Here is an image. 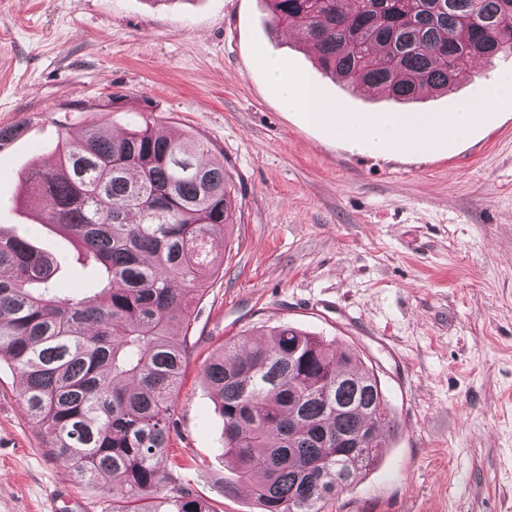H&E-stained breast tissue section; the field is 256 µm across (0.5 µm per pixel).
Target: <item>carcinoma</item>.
<instances>
[{
  "instance_id": "cac0c4a2",
  "label": "carcinoma",
  "mask_w": 512,
  "mask_h": 512,
  "mask_svg": "<svg viewBox=\"0 0 512 512\" xmlns=\"http://www.w3.org/2000/svg\"><path fill=\"white\" fill-rule=\"evenodd\" d=\"M319 66L394 103L450 95L476 61L512 53V0H266ZM237 185L204 143L135 124L62 125L57 163L26 201L80 245L93 294L61 293L60 258L0 230V361L24 413L73 480L112 479V512H216L185 487L157 495L171 408L212 245L236 223ZM333 340L280 325L224 343L203 378L224 419V458L259 512H326L381 458L395 414L374 368Z\"/></svg>"
}]
</instances>
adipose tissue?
<instances>
[{"instance_id":"1","label":"adipose tissue","mask_w":512,"mask_h":512,"mask_svg":"<svg viewBox=\"0 0 512 512\" xmlns=\"http://www.w3.org/2000/svg\"><path fill=\"white\" fill-rule=\"evenodd\" d=\"M258 62L285 109L303 111L306 119L328 137L368 155L437 150L448 140L468 137L483 120L484 109L512 99V74L505 73L454 112H347L314 86L285 71L276 59L262 54Z\"/></svg>"}]
</instances>
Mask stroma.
Segmentation results:
<instances>
[{
  "label": "stroma",
  "mask_w": 512,
  "mask_h": 512,
  "mask_svg": "<svg viewBox=\"0 0 512 512\" xmlns=\"http://www.w3.org/2000/svg\"><path fill=\"white\" fill-rule=\"evenodd\" d=\"M266 0H0V227L64 259L75 247L24 199L55 161L61 125L113 132L143 119L207 143L239 186L220 269L194 310L162 474L215 512H257L227 492L223 419L202 375L225 340L289 323L352 345L376 366L397 419L379 464L328 512H512V99L466 139L422 157H373L283 111L256 56L278 57L350 112H394L332 80L300 36L268 24ZM512 57L476 64L452 112ZM110 512L112 483L76 484L25 417L0 364V512Z\"/></svg>",
  "instance_id": "stroma-1"
}]
</instances>
